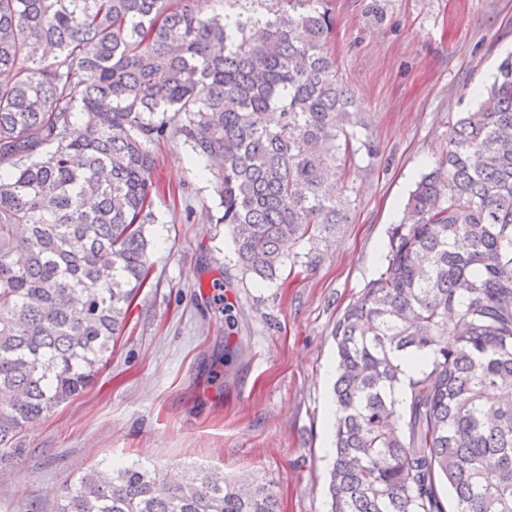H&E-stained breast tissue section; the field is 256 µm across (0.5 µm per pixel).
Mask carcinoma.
Instances as JSON below:
<instances>
[{
    "label": "carcinoma",
    "instance_id": "obj_1",
    "mask_svg": "<svg viewBox=\"0 0 512 512\" xmlns=\"http://www.w3.org/2000/svg\"><path fill=\"white\" fill-rule=\"evenodd\" d=\"M213 2L0 0V463L107 362L150 274L161 142L219 162L208 217L261 282L285 241L346 222L330 180L376 149L328 52L333 17L318 0ZM332 337L329 512H512V55L452 123ZM57 512L280 504L272 481L132 464L83 474Z\"/></svg>",
    "mask_w": 512,
    "mask_h": 512
}]
</instances>
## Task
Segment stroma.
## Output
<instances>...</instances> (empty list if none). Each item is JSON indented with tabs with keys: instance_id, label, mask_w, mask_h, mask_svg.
Wrapping results in <instances>:
<instances>
[{
	"instance_id": "obj_1",
	"label": "stroma",
	"mask_w": 512,
	"mask_h": 512,
	"mask_svg": "<svg viewBox=\"0 0 512 512\" xmlns=\"http://www.w3.org/2000/svg\"><path fill=\"white\" fill-rule=\"evenodd\" d=\"M323 5L335 19L330 51L377 149L336 184L351 201L346 223L316 245L287 244V274L258 281L204 217L215 197L200 160L181 140L161 144L150 281L96 382L22 431L19 454L0 464V512H56L67 484L111 462L247 474L276 482L281 512H327L331 330L383 264L389 227L446 146L449 119L512 54V0Z\"/></svg>"
}]
</instances>
